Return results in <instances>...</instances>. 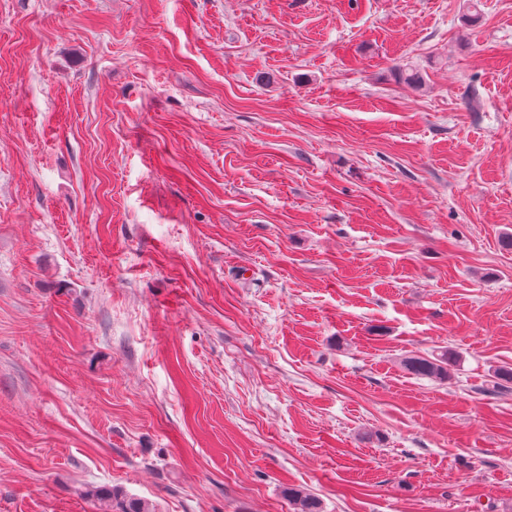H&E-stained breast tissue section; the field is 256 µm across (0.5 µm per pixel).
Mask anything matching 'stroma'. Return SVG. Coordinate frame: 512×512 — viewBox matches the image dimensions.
<instances>
[{"label":"stroma","instance_id":"1","mask_svg":"<svg viewBox=\"0 0 512 512\" xmlns=\"http://www.w3.org/2000/svg\"><path fill=\"white\" fill-rule=\"evenodd\" d=\"M510 233L512 0H0V512H512ZM459 362L458 354L451 349H444L431 356H409L402 360V367L407 372L436 381H448L451 371ZM288 499L293 512H323L321 501L304 489L289 488Z\"/></svg>","mask_w":512,"mask_h":512}]
</instances>
